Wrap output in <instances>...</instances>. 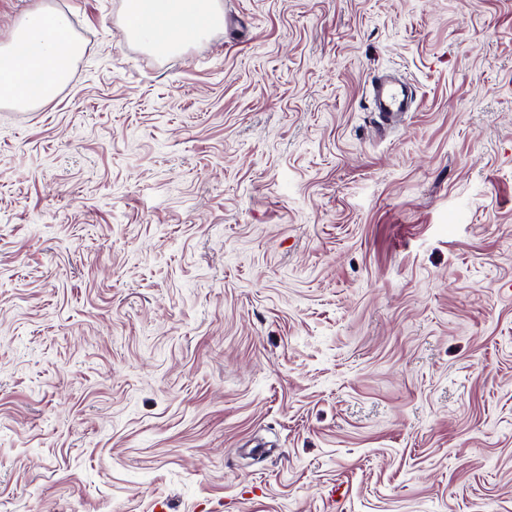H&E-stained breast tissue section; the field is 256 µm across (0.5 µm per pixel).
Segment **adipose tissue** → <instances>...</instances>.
Instances as JSON below:
<instances>
[{
    "label": "adipose tissue",
    "instance_id": "obj_1",
    "mask_svg": "<svg viewBox=\"0 0 512 512\" xmlns=\"http://www.w3.org/2000/svg\"><path fill=\"white\" fill-rule=\"evenodd\" d=\"M123 16L128 38L158 57L182 52L224 24L220 0H124ZM83 51L67 18L32 11L0 45V98L19 107L45 103Z\"/></svg>",
    "mask_w": 512,
    "mask_h": 512
}]
</instances>
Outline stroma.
I'll return each mask as SVG.
<instances>
[{"label":"stroma","instance_id":"obj_1","mask_svg":"<svg viewBox=\"0 0 512 512\" xmlns=\"http://www.w3.org/2000/svg\"><path fill=\"white\" fill-rule=\"evenodd\" d=\"M0 105V512H512V0H123ZM377 71L415 102L378 131ZM123 16L128 38L157 57L182 52L224 24L219 0H125Z\"/></svg>","mask_w":512,"mask_h":512}]
</instances>
